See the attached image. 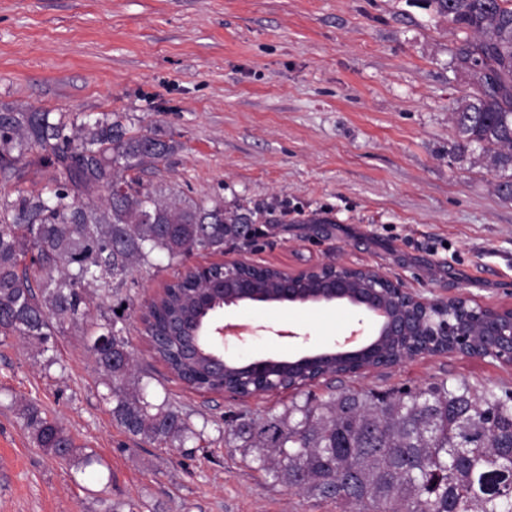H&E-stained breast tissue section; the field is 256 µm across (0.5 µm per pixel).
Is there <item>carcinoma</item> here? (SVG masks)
<instances>
[{"label": "carcinoma", "mask_w": 512, "mask_h": 512, "mask_svg": "<svg viewBox=\"0 0 512 512\" xmlns=\"http://www.w3.org/2000/svg\"><path fill=\"white\" fill-rule=\"evenodd\" d=\"M461 34L451 64L470 92L453 112L459 146H475L499 172L494 191L512 200V0H430ZM175 142L153 129H133L117 114L52 112L32 106L0 110V180H20L25 163L53 172L41 192L0 196V336H20L49 350L53 336L82 327L87 347L107 378L103 399L127 434L156 447L183 446L193 430L188 414L156 403L141 385L125 336L127 296L112 315H93L95 288L110 299L135 281L127 277L161 253L178 263L197 251L224 252V243L250 240L255 224H286L288 210L224 207L146 184ZM279 272L239 271L243 283L275 287ZM224 287V265L189 268L166 284L144 318L154 355L188 386L206 392L236 389L244 371L221 370L188 354L178 329L207 322L204 298ZM428 325L385 341L395 365L420 352ZM467 343L433 342L437 352L479 350L480 326ZM360 365L333 359L300 369L276 365L258 384H292L303 402L279 415L224 414L243 448H255L258 468L349 512H512V390H478L462 379L417 388H343L318 399L302 392L306 379ZM33 444L85 470L97 459L77 454L63 426L34 401L19 409Z\"/></svg>", "instance_id": "1"}]
</instances>
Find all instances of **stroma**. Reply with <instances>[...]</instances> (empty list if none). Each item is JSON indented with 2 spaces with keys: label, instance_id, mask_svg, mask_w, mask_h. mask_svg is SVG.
<instances>
[{
  "label": "stroma",
  "instance_id": "35a3bbf8",
  "mask_svg": "<svg viewBox=\"0 0 512 512\" xmlns=\"http://www.w3.org/2000/svg\"><path fill=\"white\" fill-rule=\"evenodd\" d=\"M455 30L428 0H0V108L119 113L173 136L153 184L225 207L287 209L255 244L186 258L298 270L372 267L422 297L512 304V201L451 122L469 92L450 68ZM135 271L129 348L157 398L190 416L185 448L125 433L77 328L53 350L0 338V512H342L265 480L252 448L228 444V411L282 412L293 391L236 400L195 391L152 354L147 306L173 280ZM223 351L241 362L330 349L360 314L346 305L255 304ZM512 389V364L457 353L328 378L333 388L422 386L440 378ZM62 422L102 460L93 479L34 447L22 402Z\"/></svg>",
  "mask_w": 512,
  "mask_h": 512
}]
</instances>
